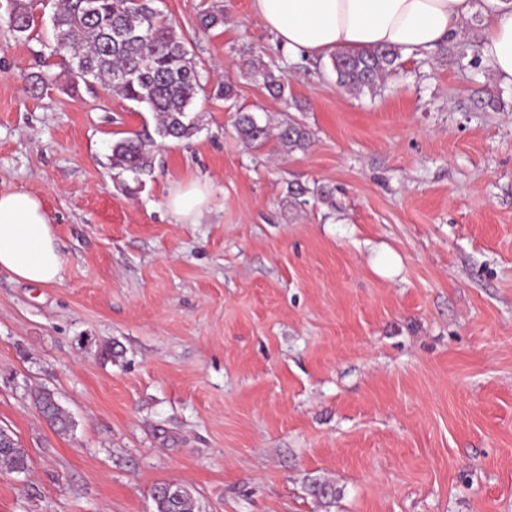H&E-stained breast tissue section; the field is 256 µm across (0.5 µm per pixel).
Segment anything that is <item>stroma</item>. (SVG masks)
Masks as SVG:
<instances>
[{
    "label": "stroma",
    "instance_id": "35a3bbf8",
    "mask_svg": "<svg viewBox=\"0 0 512 512\" xmlns=\"http://www.w3.org/2000/svg\"><path fill=\"white\" fill-rule=\"evenodd\" d=\"M155 6L205 91L197 132L129 191L111 145L152 113L72 86L52 6L20 34L0 0V192L46 200L64 257L51 285L0 271V428L29 458L0 470V512H155L167 482L198 512H512V84L451 42L349 93L252 0ZM239 107L305 147L247 144ZM196 180L208 209L176 223L167 196ZM275 138L280 148L288 152L294 148H303L308 140V135L299 124L286 122L277 128ZM35 405L42 418L57 432L65 433L72 427L70 418L62 411L53 392L39 391L35 396Z\"/></svg>",
    "mask_w": 512,
    "mask_h": 512
}]
</instances>
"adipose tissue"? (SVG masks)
Instances as JSON below:
<instances>
[{
    "label": "adipose tissue",
    "mask_w": 512,
    "mask_h": 512,
    "mask_svg": "<svg viewBox=\"0 0 512 512\" xmlns=\"http://www.w3.org/2000/svg\"><path fill=\"white\" fill-rule=\"evenodd\" d=\"M253 8L282 49L310 57L377 47L429 55L457 37L478 9V48L495 79L512 84V0H253ZM208 196L207 184H179L167 208L177 223L196 224ZM53 224L41 196L0 193V270L30 283L59 282L63 259Z\"/></svg>",
    "instance_id": "1"
}]
</instances>
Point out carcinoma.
<instances>
[{
  "mask_svg": "<svg viewBox=\"0 0 512 512\" xmlns=\"http://www.w3.org/2000/svg\"><path fill=\"white\" fill-rule=\"evenodd\" d=\"M87 0H58L51 22L53 54L62 57L76 79L100 83L122 98L145 105L155 115L153 129L143 128L112 143V168L129 173L135 182L154 169L156 149L167 140H183L195 129L192 106L201 91L200 62L189 51L186 41L171 23L153 8L154 0H97L92 14L85 9ZM35 22L27 0H14L10 23L25 33ZM401 59L392 48L361 51H337L331 56L332 70L339 85L362 92L376 91L392 74ZM237 132L249 144L263 146L275 137L288 152L302 148L308 140L305 129L296 123H284L271 132L267 125L244 113L237 121ZM42 418L56 431L72 427L54 393L42 390L35 396ZM0 466L25 470L28 457L24 449L1 450ZM165 485L154 488L156 512H194L190 495L171 499Z\"/></svg>",
  "mask_w": 512,
  "mask_h": 512,
  "instance_id": "carcinoma-1",
  "label": "carcinoma"
}]
</instances>
